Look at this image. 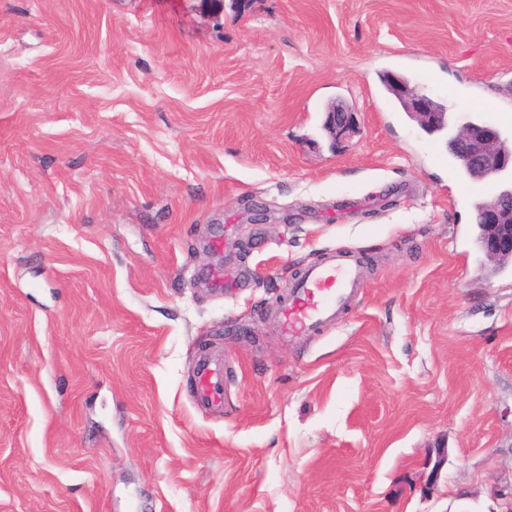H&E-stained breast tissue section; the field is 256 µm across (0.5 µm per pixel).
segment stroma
<instances>
[{
  "label": "stroma",
  "instance_id": "obj_1",
  "mask_svg": "<svg viewBox=\"0 0 512 512\" xmlns=\"http://www.w3.org/2000/svg\"><path fill=\"white\" fill-rule=\"evenodd\" d=\"M387 74L512 115V0H0V512H506L512 271ZM353 112L344 105H336L328 111L326 127L333 138H340L353 128ZM362 260L358 254L332 251L288 285V297L276 312L283 336L310 334L336 322L355 293L362 288ZM196 396L201 405L221 406L224 403V361L213 355L198 358Z\"/></svg>",
  "mask_w": 512,
  "mask_h": 512
}]
</instances>
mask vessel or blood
<instances>
[{"label":"vessel or blood","instance_id":"1","mask_svg":"<svg viewBox=\"0 0 512 512\" xmlns=\"http://www.w3.org/2000/svg\"><path fill=\"white\" fill-rule=\"evenodd\" d=\"M360 255L330 252L306 269L288 286V297L276 312L279 331L285 336L312 333L334 323L339 312L362 286ZM196 396L201 405L224 402V362L213 355L198 359Z\"/></svg>","mask_w":512,"mask_h":512}]
</instances>
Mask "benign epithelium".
<instances>
[{
    "label": "benign epithelium",
    "instance_id": "7a95c632",
    "mask_svg": "<svg viewBox=\"0 0 512 512\" xmlns=\"http://www.w3.org/2000/svg\"><path fill=\"white\" fill-rule=\"evenodd\" d=\"M392 95L421 126L445 125V112L431 97L413 89L401 78H390ZM326 127L337 139L353 128V112L344 105L328 111ZM456 160L475 175L491 180L512 161V152L502 148L500 136L491 124L464 122L449 139ZM482 208L477 242L490 261L512 258V194L496 191Z\"/></svg>",
    "mask_w": 512,
    "mask_h": 512
}]
</instances>
